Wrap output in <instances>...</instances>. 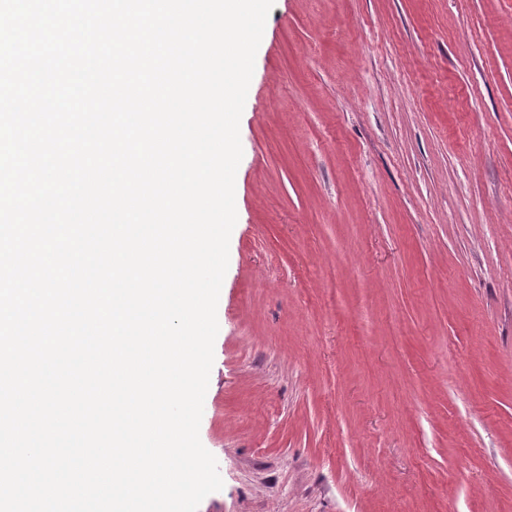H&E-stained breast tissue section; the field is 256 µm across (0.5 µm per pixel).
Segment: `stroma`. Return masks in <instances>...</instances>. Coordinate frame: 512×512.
I'll return each instance as SVG.
<instances>
[{"instance_id":"stroma-1","label":"stroma","mask_w":512,"mask_h":512,"mask_svg":"<svg viewBox=\"0 0 512 512\" xmlns=\"http://www.w3.org/2000/svg\"><path fill=\"white\" fill-rule=\"evenodd\" d=\"M198 512H512V0H274Z\"/></svg>"}]
</instances>
